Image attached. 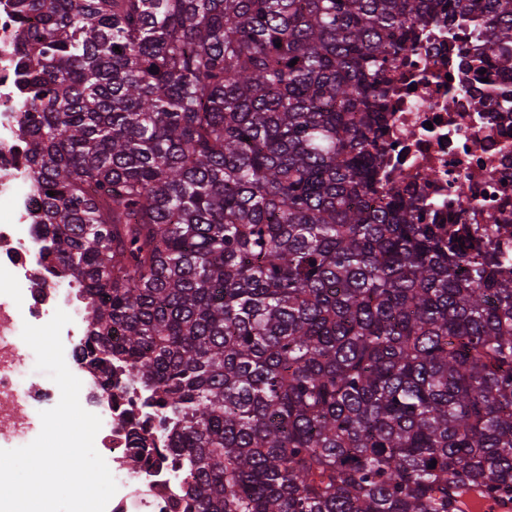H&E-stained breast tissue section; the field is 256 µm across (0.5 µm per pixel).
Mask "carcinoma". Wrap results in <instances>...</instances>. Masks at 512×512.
Returning <instances> with one entry per match:
<instances>
[{
  "instance_id": "cac0c4a2",
  "label": "carcinoma",
  "mask_w": 512,
  "mask_h": 512,
  "mask_svg": "<svg viewBox=\"0 0 512 512\" xmlns=\"http://www.w3.org/2000/svg\"><path fill=\"white\" fill-rule=\"evenodd\" d=\"M13 6L44 250L90 363L156 396L187 512L512 504V277L378 177L433 22L480 19L475 105L512 103V0Z\"/></svg>"
}]
</instances>
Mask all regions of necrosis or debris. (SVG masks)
<instances>
[{
  "label": "necrosis or debris",
  "mask_w": 512,
  "mask_h": 512,
  "mask_svg": "<svg viewBox=\"0 0 512 512\" xmlns=\"http://www.w3.org/2000/svg\"><path fill=\"white\" fill-rule=\"evenodd\" d=\"M16 30L13 0H0V447L32 442L40 411L59 401L56 384L35 372L21 331L64 310L72 318L61 332L65 361L82 382L81 405L102 420L95 446L118 485L106 512H185V469L156 454L165 425L146 404L149 391L120 370L104 376L85 359L81 284L43 255L44 198L20 141L26 109ZM486 49L469 21L421 33L417 51L389 74L382 176L424 208L427 223L472 239L512 276V106L475 109L482 83L468 67ZM139 448L151 454L136 463Z\"/></svg>",
  "instance_id": "necrosis-or-debris-1"
}]
</instances>
